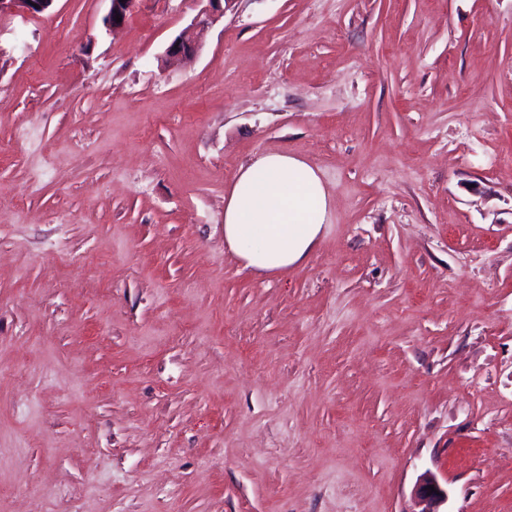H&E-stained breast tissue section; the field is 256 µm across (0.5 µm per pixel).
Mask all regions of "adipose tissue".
Masks as SVG:
<instances>
[{"instance_id":"adipose-tissue-1","label":"adipose tissue","mask_w":512,"mask_h":512,"mask_svg":"<svg viewBox=\"0 0 512 512\" xmlns=\"http://www.w3.org/2000/svg\"><path fill=\"white\" fill-rule=\"evenodd\" d=\"M330 208L317 169L293 155L264 153L239 169L224 198V242L256 273L284 271L307 259Z\"/></svg>"}]
</instances>
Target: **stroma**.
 I'll use <instances>...</instances> for the list:
<instances>
[{
  "label": "stroma",
  "mask_w": 512,
  "mask_h": 512,
  "mask_svg": "<svg viewBox=\"0 0 512 512\" xmlns=\"http://www.w3.org/2000/svg\"><path fill=\"white\" fill-rule=\"evenodd\" d=\"M0 16V512H512V0ZM268 152L333 204L260 275ZM110 7L107 14L102 19V24L107 30L113 31V29L119 28L122 26L127 17L133 12V10L137 7L139 0H124V2H120V0H109ZM116 14H119V18H121V22L116 23ZM206 5L194 17L191 24L177 35L166 50V61L190 62L202 46V36L206 29L219 17L223 16L226 6L232 0H200ZM331 197L317 169L284 153H264L239 169L224 196V242L258 274L305 261L319 240ZM430 485L435 491H431ZM415 496L423 506L419 512H444L439 508L447 500L448 493L432 473L425 472L416 482Z\"/></svg>",
  "instance_id": "35a3bbf8"
}]
</instances>
